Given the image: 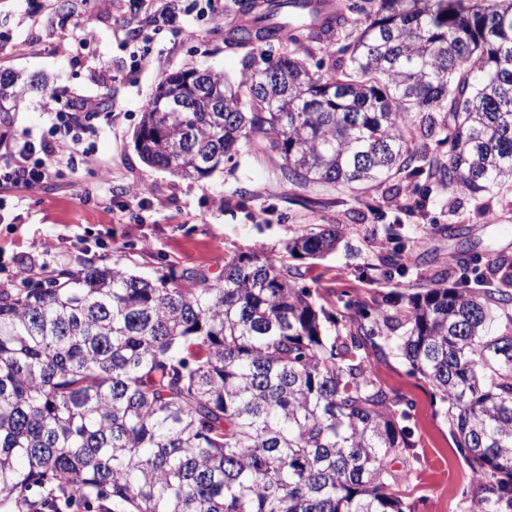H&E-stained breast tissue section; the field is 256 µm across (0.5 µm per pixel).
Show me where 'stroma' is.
<instances>
[{
  "mask_svg": "<svg viewBox=\"0 0 512 512\" xmlns=\"http://www.w3.org/2000/svg\"><path fill=\"white\" fill-rule=\"evenodd\" d=\"M71 3L65 14L57 0H0V72L47 83L43 90L28 87L10 111L0 112V154L21 136L46 133L52 96L83 95L108 107L83 134L84 145L97 152L95 167L62 169L35 193L0 183V288L15 284L22 267L51 271L88 262L150 278L172 267L220 284L230 258L261 248L278 251L303 229L337 225L343 237L336 251L321 260H294L300 282L339 316L346 299L384 301L401 294L399 303L384 308L379 348L366 353L378 384L410 406L411 445L391 468L411 512H472L479 489L446 408L395 343L407 330L409 297L435 280L452 284L458 258L479 275L488 257H512V196L485 195L497 215L486 224L469 194L422 187L407 199L423 200L425 209L409 215L394 209L379 188H294L281 179L279 159L249 143L241 145L237 165L202 180L148 167L134 148V133L155 86L178 69L238 76L247 51L226 48L223 34L238 19L225 15L217 30L185 16L176 32L144 20L125 24L112 0ZM86 31L93 34L90 44L71 52L72 37ZM144 49L152 63L134 69L132 54ZM132 185L148 191L146 206L129 196ZM391 224L406 242L408 272L402 277L388 273Z\"/></svg>",
  "mask_w": 512,
  "mask_h": 512,
  "instance_id": "obj_1",
  "label": "stroma"
}]
</instances>
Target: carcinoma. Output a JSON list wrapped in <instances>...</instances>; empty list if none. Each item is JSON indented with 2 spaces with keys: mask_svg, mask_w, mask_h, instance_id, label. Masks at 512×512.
Segmentation results:
<instances>
[{
  "mask_svg": "<svg viewBox=\"0 0 512 512\" xmlns=\"http://www.w3.org/2000/svg\"><path fill=\"white\" fill-rule=\"evenodd\" d=\"M259 45L230 82L167 74L135 134L144 163L202 180L242 141L293 186L411 184L479 199L512 190V0H231ZM318 43L312 63L277 47ZM335 226L224 262V284L93 263L0 288V512H406L389 457L405 410L372 378L380 307L348 301L336 332L288 258ZM495 288L410 299L396 349L448 404L480 483L473 512L512 502V260Z\"/></svg>",
  "mask_w": 512,
  "mask_h": 512,
  "instance_id": "1",
  "label": "carcinoma"
}]
</instances>
